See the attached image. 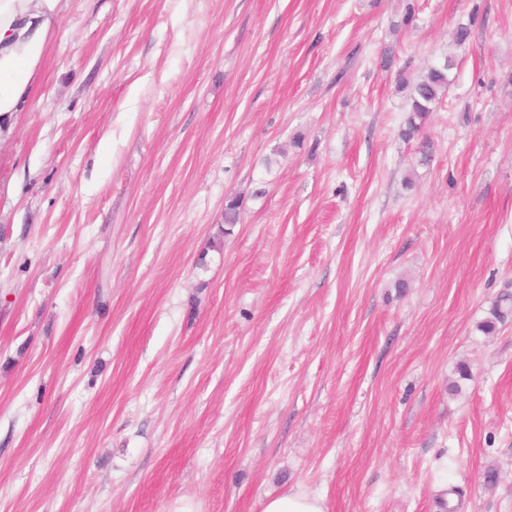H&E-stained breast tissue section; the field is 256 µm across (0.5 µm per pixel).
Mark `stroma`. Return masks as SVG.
Instances as JSON below:
<instances>
[{
    "mask_svg": "<svg viewBox=\"0 0 512 512\" xmlns=\"http://www.w3.org/2000/svg\"><path fill=\"white\" fill-rule=\"evenodd\" d=\"M40 94L0 512H512V0H66ZM450 69L451 65L446 61L442 65L430 67L414 83L406 84L407 87L411 86L409 96L411 108L402 133L403 136L409 139L414 138L423 130L433 106L448 88V71ZM262 512H326V509L323 497L297 489L267 497Z\"/></svg>",
    "mask_w": 512,
    "mask_h": 512,
    "instance_id": "1",
    "label": "stroma"
}]
</instances>
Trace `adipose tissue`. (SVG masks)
I'll use <instances>...</instances> for the list:
<instances>
[{
  "mask_svg": "<svg viewBox=\"0 0 512 512\" xmlns=\"http://www.w3.org/2000/svg\"><path fill=\"white\" fill-rule=\"evenodd\" d=\"M63 0H0V137L40 102L49 38Z\"/></svg>",
  "mask_w": 512,
  "mask_h": 512,
  "instance_id": "ef3b65f1",
  "label": "adipose tissue"
}]
</instances>
